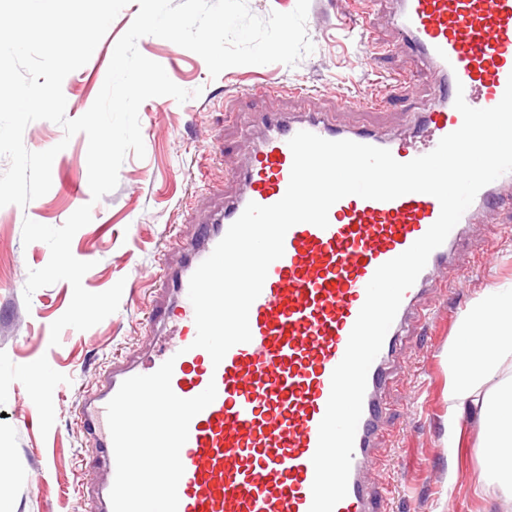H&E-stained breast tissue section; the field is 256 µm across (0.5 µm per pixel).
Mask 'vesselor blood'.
I'll return each mask as SVG.
<instances>
[{
    "instance_id": "b4317fda",
    "label": "vessel or blood",
    "mask_w": 512,
    "mask_h": 512,
    "mask_svg": "<svg viewBox=\"0 0 512 512\" xmlns=\"http://www.w3.org/2000/svg\"><path fill=\"white\" fill-rule=\"evenodd\" d=\"M397 25L416 63L435 76L436 106L408 119L413 135L398 138L378 127L348 128L330 112H278L253 117L255 143L237 175L202 223L179 237L177 258L149 313L153 348L113 359L83 395L77 422L85 447L95 449L104 479L83 488L95 512H112L116 474L107 404L126 379L155 372L173 361L171 388L190 399L215 384L217 396L191 421L180 458L178 512H309L319 424L331 393V376L376 269L406 251L440 215L432 195L408 193L392 200L349 195L335 202L329 225L299 223L285 235L284 254L271 263L249 311L251 339L213 364L194 347L197 335L189 281L248 203L268 206L285 195L293 163L290 139L308 131L324 139L351 140L388 149L400 162L431 152L460 128L455 108L463 95L474 108H491L512 78V0H397ZM512 172L483 187L446 241L435 249L415 284L405 291L382 349L372 363L363 399L348 492L334 512H386L379 477L390 451L383 443L393 427L390 396L411 329L435 316L436 295L460 272L458 246L483 215L505 203Z\"/></svg>"
}]
</instances>
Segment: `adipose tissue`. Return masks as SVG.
Instances as JSON below:
<instances>
[{"instance_id":"adipose-tissue-1","label":"adipose tissue","mask_w":512,"mask_h":512,"mask_svg":"<svg viewBox=\"0 0 512 512\" xmlns=\"http://www.w3.org/2000/svg\"><path fill=\"white\" fill-rule=\"evenodd\" d=\"M458 338L448 347V446H459L464 413L476 412L484 448L485 477L512 495V382L496 383L512 357V289L491 288L476 298L458 321ZM495 382L496 391L480 390Z\"/></svg>"}]
</instances>
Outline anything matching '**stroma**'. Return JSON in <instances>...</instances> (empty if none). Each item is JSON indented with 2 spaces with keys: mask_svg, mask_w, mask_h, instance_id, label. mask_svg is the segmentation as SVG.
Instances as JSON below:
<instances>
[{
  "mask_svg": "<svg viewBox=\"0 0 512 512\" xmlns=\"http://www.w3.org/2000/svg\"><path fill=\"white\" fill-rule=\"evenodd\" d=\"M361 0H310L306 29L314 45L296 66L242 65L211 77L196 53L145 36L139 51L161 64L178 86L192 91L185 102L154 97L139 109L144 158L127 155L115 190L92 201L85 134L65 138L61 126L30 123L27 149L43 151L65 142L52 164L47 194L26 207H0V512H92L79 493L102 469L86 452L75 408L98 371L149 338L148 314L161 284L164 259L192 214L232 176L253 145L250 113L278 104L337 113L341 123L376 125L404 136L405 115L433 105L432 77L400 49L394 0H381L373 17ZM140 9L130 0L109 26L90 60L63 81L65 114L75 119L92 106L106 77L116 42ZM91 222L73 237L75 258L90 263L82 284L92 293L123 283L118 310L96 326L64 329L50 343V326L69 307L73 289L60 281L24 300L27 272L44 267L50 249L24 244V219L58 227L84 204ZM465 264L453 288L440 295L445 324L407 337L398 374L405 400L392 407L394 448L381 482L396 486L389 512H512V498L479 481L480 429L465 420L459 453L448 451V361L460 315L484 290L512 283V208L488 216L459 248ZM35 366L47 368L55 385L38 410L24 382Z\"/></svg>",
  "mask_w": 512,
  "mask_h": 512,
  "instance_id": "stroma-1",
  "label": "stroma"
}]
</instances>
